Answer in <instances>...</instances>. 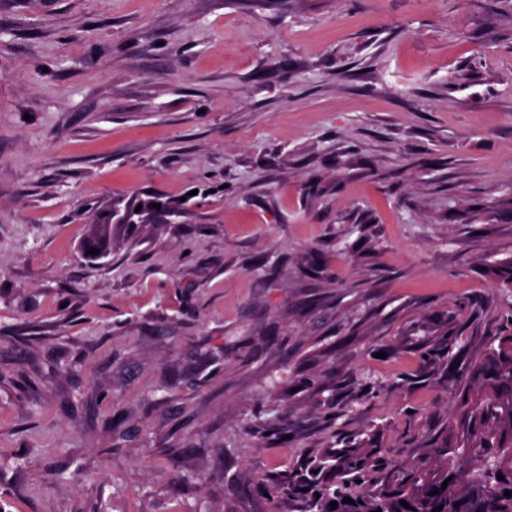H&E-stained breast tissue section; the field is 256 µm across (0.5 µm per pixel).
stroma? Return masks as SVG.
Listing matches in <instances>:
<instances>
[{"mask_svg":"<svg viewBox=\"0 0 512 512\" xmlns=\"http://www.w3.org/2000/svg\"><path fill=\"white\" fill-rule=\"evenodd\" d=\"M115 198L185 204L90 256ZM510 260L512 0H0V512L413 462ZM108 206L98 213L101 224H89L90 243L106 253L112 251L113 244L112 224H105Z\"/></svg>","mask_w":512,"mask_h":512,"instance_id":"1","label":"stroma"}]
</instances>
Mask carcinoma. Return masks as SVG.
<instances>
[{
    "label": "carcinoma",
    "instance_id": "obj_1",
    "mask_svg": "<svg viewBox=\"0 0 512 512\" xmlns=\"http://www.w3.org/2000/svg\"><path fill=\"white\" fill-rule=\"evenodd\" d=\"M98 216L100 223L89 225L90 243L109 253L112 225L107 210ZM487 335L480 358L439 378L458 403L456 429L430 439L424 457L382 480L375 448L362 457L341 455L326 469L315 466L319 497L310 498L308 512H512V496H504L512 492V327Z\"/></svg>",
    "mask_w": 512,
    "mask_h": 512
}]
</instances>
